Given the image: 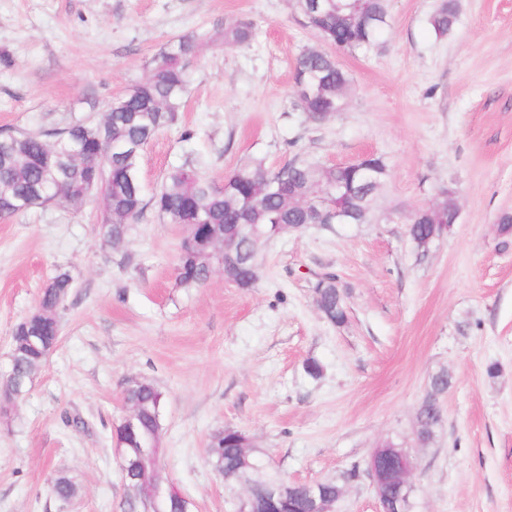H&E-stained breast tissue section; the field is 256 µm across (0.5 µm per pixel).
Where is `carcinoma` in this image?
I'll list each match as a JSON object with an SVG mask.
<instances>
[{"instance_id": "carcinoma-1", "label": "carcinoma", "mask_w": 512, "mask_h": 512, "mask_svg": "<svg viewBox=\"0 0 512 512\" xmlns=\"http://www.w3.org/2000/svg\"><path fill=\"white\" fill-rule=\"evenodd\" d=\"M293 0L302 23L339 51L355 52L376 43L389 26L388 0ZM455 0H441L429 23L439 37L448 35L456 20ZM224 46L248 44L254 27L245 21H229L216 32ZM206 33H191L168 41L147 66L145 77L128 93L112 99L102 119L78 121L51 131L11 130L0 132V216L10 217L24 209L64 202L84 205L95 190L101 191L104 221L99 225L101 241L112 247L122 243L131 226L147 209L170 224H180L187 233L199 225L198 234L207 246L192 258L186 257L188 239H183L176 275L179 288H199L211 277L214 267L224 262V235L234 236L238 224H259L272 235L293 231L295 224H334L336 211L346 214L349 224H370L375 219V202L387 183L389 172L376 154L353 164L325 165L292 161L270 171L261 160L239 166L224 178L221 187L185 162L170 167L159 188L146 195L140 163L144 148L162 129L176 124L182 112L189 67ZM294 82L297 104L308 116L319 113L328 119L345 104L350 77L336 58L321 49L304 51L296 60ZM77 142L82 154L68 160L53 151L57 144ZM29 195L26 208L11 201ZM457 208L456 192L443 191L431 204L409 217L407 234L415 247L427 251V239L442 235L452 224ZM242 257L234 274L236 286L248 290L258 281L254 245L243 229L236 241ZM69 271L60 269L43 288L37 315L33 317L41 335L59 341L60 311L73 288ZM316 307L329 323L342 325L347 319L344 292L336 276L314 289ZM18 322L11 332L12 354L0 369V393L12 397L19 376L35 378L45 367L44 347L23 343ZM430 392L417 411L418 438L429 444L442 422L439 398L452 387V377L442 369L431 375ZM128 406L137 408L134 433L123 438L124 473L130 488L143 474L165 479L162 460L153 462L139 455L149 437L161 431L163 392L148 380L132 382L124 392ZM250 438L241 430L226 426L211 436L208 454L214 468L231 485L252 490L259 512H313L314 498L334 499L338 484L288 482L271 473L255 452L247 453ZM51 492L69 503L79 496L76 478L58 472Z\"/></svg>"}]
</instances>
